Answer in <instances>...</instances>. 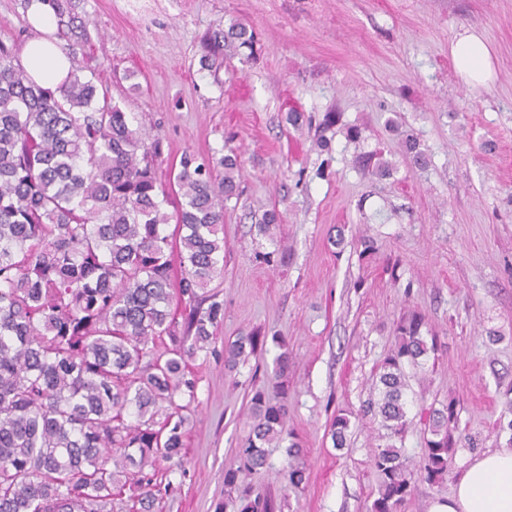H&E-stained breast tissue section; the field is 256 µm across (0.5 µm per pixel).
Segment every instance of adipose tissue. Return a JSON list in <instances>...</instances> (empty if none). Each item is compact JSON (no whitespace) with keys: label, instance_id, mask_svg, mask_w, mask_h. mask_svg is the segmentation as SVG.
<instances>
[{"label":"adipose tissue","instance_id":"ef3b65f1","mask_svg":"<svg viewBox=\"0 0 512 512\" xmlns=\"http://www.w3.org/2000/svg\"><path fill=\"white\" fill-rule=\"evenodd\" d=\"M28 15L34 34L23 47L22 64L37 84L56 88L66 79L71 61L47 37L55 26L54 8L50 0H31ZM451 54L469 86L491 80L490 50L479 34L462 35ZM431 512H512V449H491L474 457L457 475L448 498L434 504Z\"/></svg>","mask_w":512,"mask_h":512}]
</instances>
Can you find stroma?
<instances>
[{"label":"stroma","instance_id":"stroma-1","mask_svg":"<svg viewBox=\"0 0 512 512\" xmlns=\"http://www.w3.org/2000/svg\"><path fill=\"white\" fill-rule=\"evenodd\" d=\"M87 40L71 67L95 75L135 125L160 139L163 164L190 151L237 154L240 195L224 204V302L219 342L260 331L255 355L226 372L198 355L196 410L185 474L156 512H223L224 471L249 433V400L271 390L281 350L290 361L288 430L305 450L306 482L284 484V447L247 476L282 512H368L377 475L379 422L368 413L373 383L402 316L421 313L437 339L425 368L408 369L402 442L419 460L423 416L457 400L458 446L438 483L419 484L406 512L447 498L469 459L512 446V0H71ZM239 22L254 49L227 50L200 65L202 38ZM27 0H0V42L23 47ZM477 31L492 56L488 85L469 88L451 46ZM301 112L312 124L292 126ZM339 120L327 132L324 114ZM361 138L350 140L348 127ZM330 148L320 151L319 135ZM416 137L428 165L415 167L402 137ZM374 152L392 169L364 173ZM282 223L257 230L265 210ZM347 413L344 448L331 426Z\"/></svg>","mask_w":512,"mask_h":512}]
</instances>
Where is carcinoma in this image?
Segmentation results:
<instances>
[{
    "mask_svg": "<svg viewBox=\"0 0 512 512\" xmlns=\"http://www.w3.org/2000/svg\"><path fill=\"white\" fill-rule=\"evenodd\" d=\"M52 2L58 29L72 27L62 0ZM254 43L233 23L204 38V61ZM161 164L160 140L95 77L40 86L0 43V512H154L170 476L185 472L184 411L197 386L188 360L215 352L224 304L209 286L223 272L224 202L237 195L239 165L233 155L200 162L186 152L169 171L184 200L175 284ZM423 326L416 313L396 323L369 402L386 440L373 458L370 512H406L418 483L442 480L461 441L450 398L429 414L418 465L396 445L409 424L405 367L436 350ZM262 343L254 331L224 344V369ZM277 389L274 398L253 393L246 444L224 471V506L234 512L276 509L270 497H251L244 480L267 464L266 448L290 436L287 388ZM349 425L336 416L334 447ZM303 454L289 444L283 478L294 488L306 480Z\"/></svg>",
    "mask_w": 512,
    "mask_h": 512,
    "instance_id": "1",
    "label": "carcinoma"
}]
</instances>
